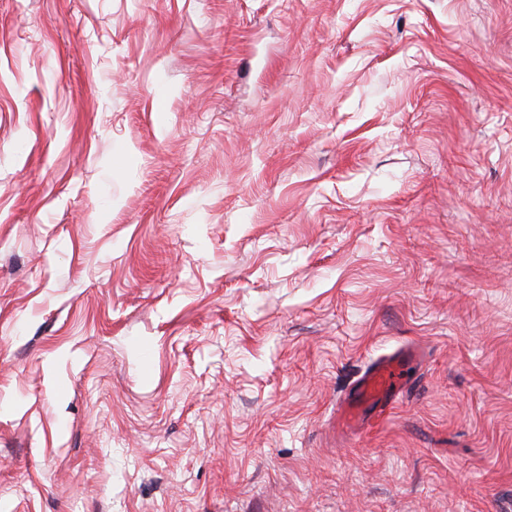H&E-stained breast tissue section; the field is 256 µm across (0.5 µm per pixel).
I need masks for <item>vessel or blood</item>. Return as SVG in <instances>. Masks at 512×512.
<instances>
[{
    "label": "vessel or blood",
    "instance_id": "vessel-or-blood-1",
    "mask_svg": "<svg viewBox=\"0 0 512 512\" xmlns=\"http://www.w3.org/2000/svg\"><path fill=\"white\" fill-rule=\"evenodd\" d=\"M402 356L376 360L357 380L341 406V421L353 430L371 419H380L393 408L400 387Z\"/></svg>",
    "mask_w": 512,
    "mask_h": 512
}]
</instances>
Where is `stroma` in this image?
I'll use <instances>...</instances> for the list:
<instances>
[{
  "mask_svg": "<svg viewBox=\"0 0 512 512\" xmlns=\"http://www.w3.org/2000/svg\"><path fill=\"white\" fill-rule=\"evenodd\" d=\"M0 512H512V0H0ZM413 356L406 351L373 362L341 406L340 417L346 429L355 430L370 419L387 415L396 403L402 361Z\"/></svg>",
  "mask_w": 512,
  "mask_h": 512,
  "instance_id": "1",
  "label": "stroma"
}]
</instances>
